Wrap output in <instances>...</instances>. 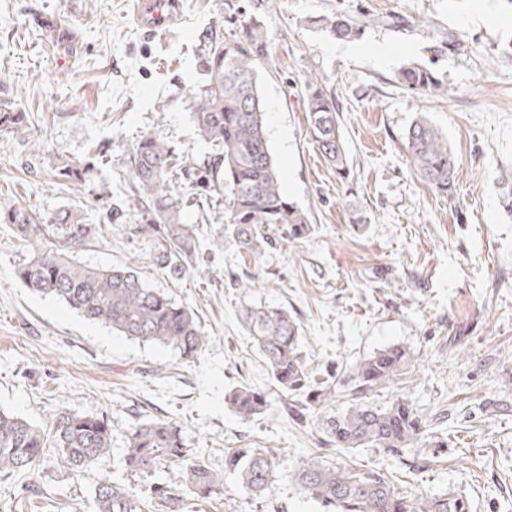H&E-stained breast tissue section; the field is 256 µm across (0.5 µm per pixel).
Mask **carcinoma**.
<instances>
[{
  "mask_svg": "<svg viewBox=\"0 0 512 512\" xmlns=\"http://www.w3.org/2000/svg\"><path fill=\"white\" fill-rule=\"evenodd\" d=\"M364 24L339 13L326 22L337 39L362 35ZM197 60L203 81L189 89L197 136L213 147L203 165L206 182L224 185V233L252 258L273 244L269 231L283 228L288 239L299 240L311 232L304 211L288 202L274 164L265 129L259 91L258 68L270 56L266 30L255 20L239 21V31L221 35L206 29L197 35ZM410 92L448 96V81L435 69L410 62L398 73ZM306 135L316 144L328 165L342 174L348 156L342 144L336 96L317 77L305 81ZM28 128L27 115L0 99V136L21 135ZM406 150L414 171L438 192L453 195L458 169L448 138L424 115L409 125ZM167 141L148 134L141 137L129 159V199L116 202L96 224L82 210L63 209L49 216L24 205L0 211L20 238L35 246L29 261L18 271L24 285L34 292L64 301L85 319L102 323L142 342L165 345L186 361L204 350V336L194 310L148 287L133 267L108 270L80 265L75 254L102 232V226L122 219L135 203L141 223L130 227L136 237L161 242V261L178 266L196 251V229L184 223L182 203L174 186L184 170ZM86 165L64 160L52 166L47 177L57 185L77 187L85 182ZM245 326L270 369L274 387L285 397L306 396L298 407L288 401L284 409L294 421L313 422L327 442L338 450L382 448L395 456L422 440L436 448L444 442L431 423L403 395L386 406H374L368 395L410 372L414 357L405 347L387 346L350 366L347 371L352 402L336 415L326 409L336 402L342 384L337 375L315 381L301 354V327L285 309L248 308ZM226 403L241 419L263 414L268 396L247 386H235ZM57 450L71 472L80 473L106 459L112 451V427L103 417L61 409L39 425L0 411V474L31 470L46 454ZM280 451L275 448L224 449V472L237 480L239 491L253 498L268 495L276 482ZM123 462L128 471L147 473L170 463L184 471L178 487L162 483L140 496L126 486L101 481L95 487L91 512H183L185 501L206 500L217 491L218 479L187 448L182 428L168 420L136 423L127 435ZM293 476L314 499L320 512H470V503L458 493L445 492L411 499L389 479L371 471L357 472L333 466L320 457L301 461Z\"/></svg>",
  "mask_w": 512,
  "mask_h": 512,
  "instance_id": "cac0c4a2",
  "label": "carcinoma"
}]
</instances>
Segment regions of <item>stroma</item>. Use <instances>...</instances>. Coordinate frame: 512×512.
<instances>
[{"label": "stroma", "instance_id": "1", "mask_svg": "<svg viewBox=\"0 0 512 512\" xmlns=\"http://www.w3.org/2000/svg\"><path fill=\"white\" fill-rule=\"evenodd\" d=\"M136 0H0V97L28 114L23 137H0V209L48 215L78 208L97 216L128 192L129 158L145 134L164 138L189 178L212 150L195 134L187 98L198 81L196 35L227 33L232 11L262 23L272 57L258 82L283 192L307 213L311 234L277 238L260 260L224 232V192L195 185L182 199L199 248L182 273L163 268L157 242L131 236L140 214L76 253L100 269L136 268L146 283L192 308L209 342L195 361L89 321L17 277L34 252L0 224V410L34 422L58 408L106 418L113 451L71 475L56 449L34 470L0 474V512H86L101 480L144 494L183 473L160 465L131 474L120 458L136 422L167 419L215 473L223 490L185 512H319L289 471L309 455L393 478L411 498L456 492L472 512H512V219L502 211V173L512 171V0H180L163 29L138 27ZM364 14L357 42L328 34L325 19ZM484 24H473L475 16ZM454 49H447V40ZM393 53L377 61L368 47ZM360 47L351 55V47ZM436 59L448 96L413 94L397 80L408 62ZM321 77L340 105L350 172L340 177L308 141L304 83ZM446 134L458 181L454 196L419 179L403 135L419 113ZM105 151L86 185L43 183L26 160L51 165ZM252 288H242L245 280ZM283 308L299 323L317 378L398 344L415 364L403 394L438 420L443 447L408 450L415 470L372 448L339 453L315 425L294 424L283 402L244 420L225 404L235 386H272L245 331L244 308ZM228 448L280 449V478L267 497L238 496L224 471Z\"/></svg>", "mask_w": 512, "mask_h": 512}]
</instances>
